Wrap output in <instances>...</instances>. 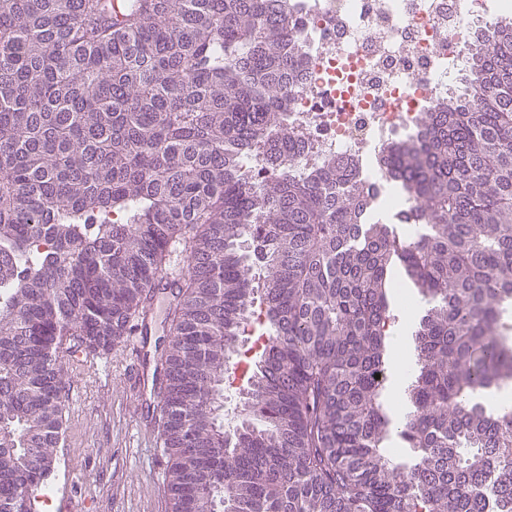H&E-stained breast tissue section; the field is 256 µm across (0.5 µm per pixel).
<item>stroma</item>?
<instances>
[{
    "label": "stroma",
    "instance_id": "stroma-1",
    "mask_svg": "<svg viewBox=\"0 0 512 512\" xmlns=\"http://www.w3.org/2000/svg\"><path fill=\"white\" fill-rule=\"evenodd\" d=\"M154 296L161 310L149 316L147 336L112 349L110 374L67 365L60 462L52 495L36 501L35 512H61L67 496L84 512H167L160 431L136 414L154 401L156 346L166 337L170 295L158 289Z\"/></svg>",
    "mask_w": 512,
    "mask_h": 512
}]
</instances>
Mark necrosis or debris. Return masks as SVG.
I'll return each mask as SVG.
<instances>
[{
  "mask_svg": "<svg viewBox=\"0 0 512 512\" xmlns=\"http://www.w3.org/2000/svg\"><path fill=\"white\" fill-rule=\"evenodd\" d=\"M306 46L301 91L288 131L301 141L299 169L353 156L380 197L390 188L373 163L395 137L447 99L481 22L512 0H290Z\"/></svg>",
  "mask_w": 512,
  "mask_h": 512,
  "instance_id": "1",
  "label": "necrosis or debris"
}]
</instances>
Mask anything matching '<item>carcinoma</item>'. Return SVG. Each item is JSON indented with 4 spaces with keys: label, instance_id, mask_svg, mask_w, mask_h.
<instances>
[{
    "label": "carcinoma",
    "instance_id": "1",
    "mask_svg": "<svg viewBox=\"0 0 512 512\" xmlns=\"http://www.w3.org/2000/svg\"><path fill=\"white\" fill-rule=\"evenodd\" d=\"M294 25L289 0H0V432L40 460L0 457V512H32L58 464L63 346L147 329L178 250L154 376L168 512H512V410L493 403L512 387V19L479 27L463 90L381 149L396 224L359 160L297 168ZM261 143L275 174L256 184ZM396 265L423 303L399 418Z\"/></svg>",
    "mask_w": 512,
    "mask_h": 512
}]
</instances>
